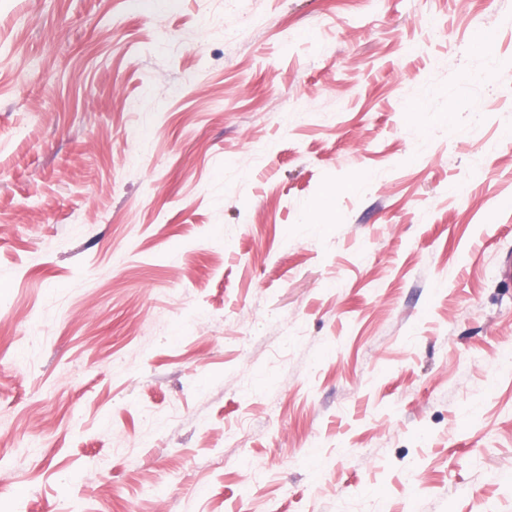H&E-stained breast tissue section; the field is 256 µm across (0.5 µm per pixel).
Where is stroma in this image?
Segmentation results:
<instances>
[{"instance_id": "35a3bbf8", "label": "stroma", "mask_w": 512, "mask_h": 512, "mask_svg": "<svg viewBox=\"0 0 512 512\" xmlns=\"http://www.w3.org/2000/svg\"><path fill=\"white\" fill-rule=\"evenodd\" d=\"M512 0H0V512H512Z\"/></svg>"}]
</instances>
